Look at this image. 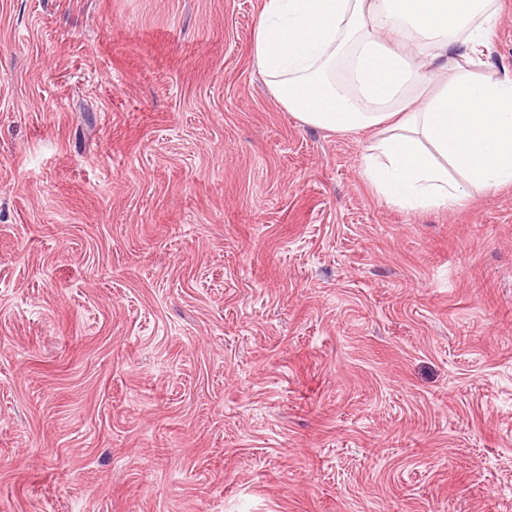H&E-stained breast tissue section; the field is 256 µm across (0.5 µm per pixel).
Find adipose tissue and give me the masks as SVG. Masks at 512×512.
Segmentation results:
<instances>
[{"label":"adipose tissue","mask_w":512,"mask_h":512,"mask_svg":"<svg viewBox=\"0 0 512 512\" xmlns=\"http://www.w3.org/2000/svg\"><path fill=\"white\" fill-rule=\"evenodd\" d=\"M494 0H265L256 67L304 124L373 130L388 201L452 208L512 183V81L482 70Z\"/></svg>","instance_id":"1"}]
</instances>
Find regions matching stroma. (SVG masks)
I'll return each mask as SVG.
<instances>
[{"instance_id":"obj_1","label":"stroma","mask_w":512,"mask_h":512,"mask_svg":"<svg viewBox=\"0 0 512 512\" xmlns=\"http://www.w3.org/2000/svg\"><path fill=\"white\" fill-rule=\"evenodd\" d=\"M262 3L0 0V512H512V184L377 194Z\"/></svg>"}]
</instances>
